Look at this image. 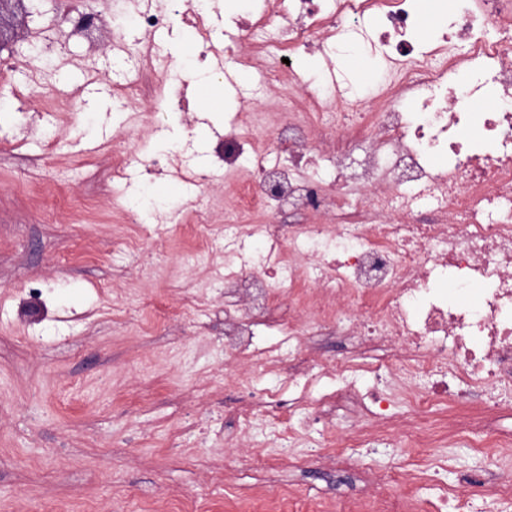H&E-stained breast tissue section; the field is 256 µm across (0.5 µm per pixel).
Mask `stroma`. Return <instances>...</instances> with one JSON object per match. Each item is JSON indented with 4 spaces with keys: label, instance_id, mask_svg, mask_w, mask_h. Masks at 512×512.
I'll return each instance as SVG.
<instances>
[{
    "label": "stroma",
    "instance_id": "35a3bbf8",
    "mask_svg": "<svg viewBox=\"0 0 512 512\" xmlns=\"http://www.w3.org/2000/svg\"><path fill=\"white\" fill-rule=\"evenodd\" d=\"M70 6L100 18L92 37L60 23ZM114 7L0 0V56L16 63L0 84V512H174L191 499L203 512H233L238 498L285 486L335 507L361 491L356 475L330 462L289 465L234 424L238 377L259 395L283 379L219 348L224 293L210 273L224 240L195 255L186 225L197 198L205 221L223 225L217 151L228 122L242 109L266 111L279 93L260 95L247 69L242 98L225 105L219 126L197 132L199 100L218 91L179 94L197 76L176 53L196 31L177 14L159 37L118 27ZM140 74L159 96L117 93ZM128 148L170 161L130 165L113 181L112 160ZM148 192L159 202L144 266L113 254V240L134 227L112 218ZM357 453L382 472L417 464L396 437ZM432 455L423 497L485 469L512 478V456L492 465L462 440Z\"/></svg>",
    "mask_w": 512,
    "mask_h": 512
}]
</instances>
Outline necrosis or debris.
I'll list each match as a JSON object with an SVG mask.
<instances>
[{
    "instance_id": "obj_1",
    "label": "necrosis or debris",
    "mask_w": 512,
    "mask_h": 512,
    "mask_svg": "<svg viewBox=\"0 0 512 512\" xmlns=\"http://www.w3.org/2000/svg\"><path fill=\"white\" fill-rule=\"evenodd\" d=\"M434 47H419V0H264L225 50L234 66L263 58L261 86L280 82L286 62L318 48L381 56L382 78L368 99L338 76L321 91L300 75L297 98L280 108L272 148L254 136L258 112L243 111L224 136V161L251 158L253 179L238 197L241 211L289 209L300 219L289 233L276 224L224 227L225 292L245 290L247 308H224V350L246 363L266 330L298 346L314 334L387 346L397 375L429 389L382 390L363 397L358 377H378L381 363L337 362L335 390L301 397L318 423L353 407L351 439L387 436L391 410L405 401L413 417L400 437L426 449L443 437L476 436L478 447L508 448L495 433L497 392L512 389V0H452ZM334 154V177L314 169ZM444 169L430 166L433 155ZM358 184L362 193L352 194ZM322 216L319 224L310 223ZM316 301L301 314L296 288ZM371 421H364V413ZM275 427V447L305 445L278 394L243 402L237 418ZM337 467L362 475L374 512H469L476 497L512 501V481L469 475L437 501L410 493V480L369 473L340 456Z\"/></svg>"
}]
</instances>
